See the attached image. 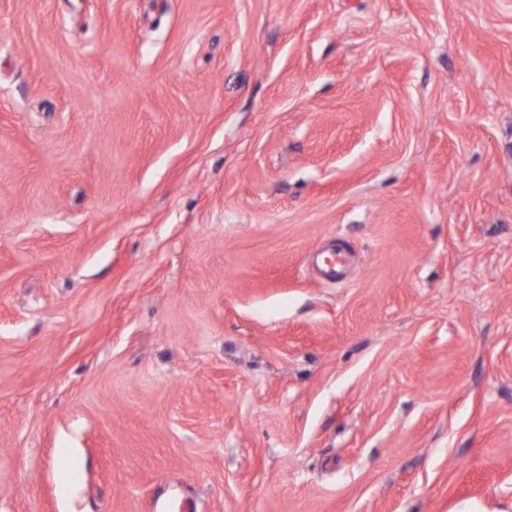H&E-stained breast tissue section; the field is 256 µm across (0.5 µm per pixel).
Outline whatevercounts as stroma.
<instances>
[{
	"mask_svg": "<svg viewBox=\"0 0 512 512\" xmlns=\"http://www.w3.org/2000/svg\"><path fill=\"white\" fill-rule=\"evenodd\" d=\"M187 502L512 512V0H0V512Z\"/></svg>",
	"mask_w": 512,
	"mask_h": 512,
	"instance_id": "1",
	"label": "stroma"
}]
</instances>
